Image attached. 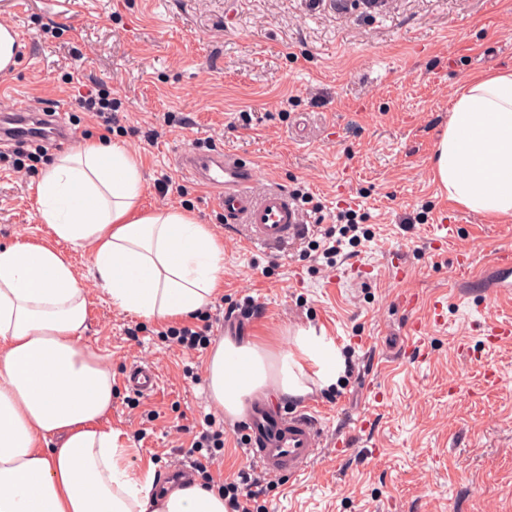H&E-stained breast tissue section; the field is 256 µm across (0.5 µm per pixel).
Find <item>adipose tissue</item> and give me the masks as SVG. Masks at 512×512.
<instances>
[{
  "instance_id": "ef3b65f1",
  "label": "adipose tissue",
  "mask_w": 512,
  "mask_h": 512,
  "mask_svg": "<svg viewBox=\"0 0 512 512\" xmlns=\"http://www.w3.org/2000/svg\"><path fill=\"white\" fill-rule=\"evenodd\" d=\"M452 200L488 217L512 215V68L463 83L432 159ZM141 164L123 143L89 139L45 164L37 215L56 240L93 244L95 277L113 306L147 320H186L219 291L224 251L177 209L141 211ZM86 290L54 248L0 245V512H226L215 487L155 488L129 471L109 427L112 368L81 346ZM268 353L223 339L206 371L216 410L241 416L266 388L306 395L307 376L335 384L340 350L299 330L268 371Z\"/></svg>"
}]
</instances>
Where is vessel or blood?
Segmentation results:
<instances>
[{"mask_svg":"<svg viewBox=\"0 0 512 512\" xmlns=\"http://www.w3.org/2000/svg\"><path fill=\"white\" fill-rule=\"evenodd\" d=\"M0 128L19 135H37L70 144L72 133L58 114L48 123H38L31 109L19 108L0 116ZM178 166L191 178L213 193L216 206L226 223L246 224L251 240L275 253L305 230L299 207L285 190L259 194L250 190L257 180L252 161L224 153L219 149L190 150L177 158ZM497 287L507 285L512 276V245L501 244L495 253ZM125 383L135 393L150 397L157 393L160 376L157 368L143 362L133 366ZM246 452L272 478L297 474L314 458L322 430L313 413L297 407L279 412L266 403H258L245 429Z\"/></svg>","mask_w":512,"mask_h":512,"instance_id":"obj_1","label":"vessel or blood"}]
</instances>
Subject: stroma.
Masks as SVG:
<instances>
[{
    "instance_id": "stroma-1",
    "label": "stroma",
    "mask_w": 512,
    "mask_h": 512,
    "mask_svg": "<svg viewBox=\"0 0 512 512\" xmlns=\"http://www.w3.org/2000/svg\"><path fill=\"white\" fill-rule=\"evenodd\" d=\"M0 0V23L22 47L0 74V112L63 113L82 142L95 123L83 89L112 93V139L142 163L145 210L192 213L224 247L209 336L289 348L298 329L332 338L351 372L298 398H262L284 411L311 405L320 452L299 475L270 482L266 512H512V344L488 339L512 319V296L463 297L489 277L512 216L490 218L450 201L431 175L440 131L464 80L512 68V0ZM56 30L43 38L42 29ZM174 124H165V115ZM160 136L147 145L141 132ZM218 148L254 162L257 190L304 189L325 224L347 207L367 214L372 240L326 265L308 239L272 256L249 247L246 226L226 225L208 191L177 165L180 152ZM169 176L185 195H161ZM38 171L0 168V244L58 247L89 296L82 345L112 366L108 421L132 473L178 467L213 411L210 351L187 355L164 322L113 307L91 273L92 246L57 243L39 223ZM454 225L444 236L443 225ZM460 249L475 262L455 263ZM413 305H406V298ZM254 299L253 316L226 331L219 313ZM445 316L433 320L436 299ZM427 324L415 341V323ZM137 336H128L130 327ZM153 363L159 394L124 384ZM247 417L225 419L213 482L236 480ZM348 438L350 445L337 447Z\"/></svg>"
}]
</instances>
